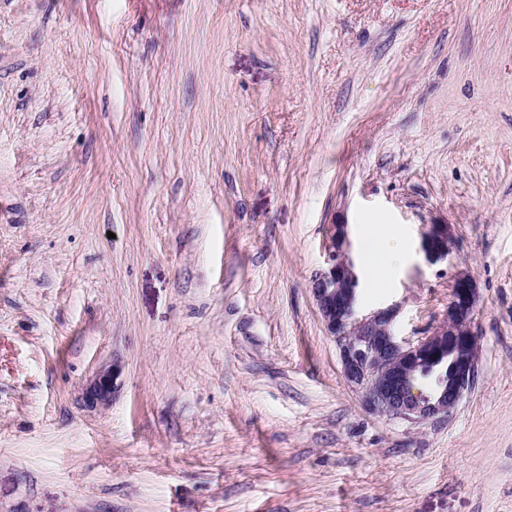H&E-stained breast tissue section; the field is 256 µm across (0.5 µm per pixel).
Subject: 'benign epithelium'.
Wrapping results in <instances>:
<instances>
[{
    "instance_id": "7a95c632",
    "label": "benign epithelium",
    "mask_w": 512,
    "mask_h": 512,
    "mask_svg": "<svg viewBox=\"0 0 512 512\" xmlns=\"http://www.w3.org/2000/svg\"><path fill=\"white\" fill-rule=\"evenodd\" d=\"M345 243V225H332L326 266L310 280L322 323L338 347L345 380L359 392L370 414L414 424L447 418L470 392L477 371V342L471 330L477 297L474 278L457 274L448 319L416 342H405L396 331L395 308L358 315V277L343 249ZM452 244L451 225L431 224L422 236L421 250L428 263L436 264L448 259ZM444 352L448 383L432 394L415 390L423 364ZM116 374L113 365L95 372L83 391L87 407L111 401Z\"/></svg>"
}]
</instances>
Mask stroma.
Here are the masks:
<instances>
[{"instance_id": "stroma-1", "label": "stroma", "mask_w": 512, "mask_h": 512, "mask_svg": "<svg viewBox=\"0 0 512 512\" xmlns=\"http://www.w3.org/2000/svg\"><path fill=\"white\" fill-rule=\"evenodd\" d=\"M341 222L406 341L475 279L447 419L344 380ZM0 512H512V0H0ZM452 244L450 225L431 224L422 236L421 250L428 263L436 264L448 260ZM362 261L364 264L365 272L368 276V283L371 288H378V272L383 268V266L388 270L392 263V258L385 264L386 257L383 250L376 246L373 250L364 252L362 256ZM117 368L112 366L102 367L87 382L83 391L85 405L89 408H97L108 404L114 393Z\"/></svg>"}]
</instances>
